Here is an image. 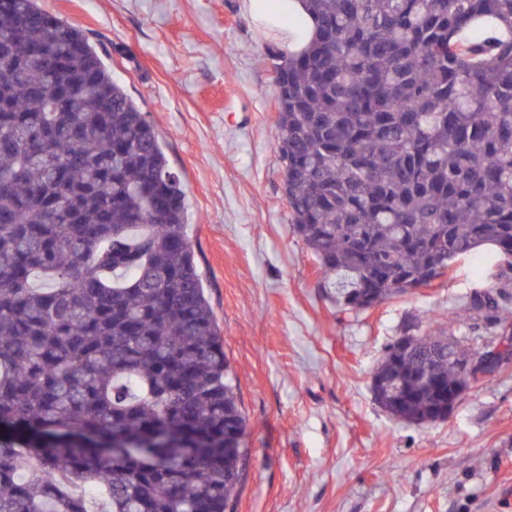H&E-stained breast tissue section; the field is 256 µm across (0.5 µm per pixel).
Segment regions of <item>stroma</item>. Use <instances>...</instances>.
Wrapping results in <instances>:
<instances>
[{"label": "stroma", "instance_id": "1", "mask_svg": "<svg viewBox=\"0 0 512 512\" xmlns=\"http://www.w3.org/2000/svg\"><path fill=\"white\" fill-rule=\"evenodd\" d=\"M106 50L186 192V232L238 381L244 475L230 512H512V362L447 419L395 418L372 377L390 345L498 283L458 263L430 289L337 308L293 235L273 46L247 0H37Z\"/></svg>", "mask_w": 512, "mask_h": 512}]
</instances>
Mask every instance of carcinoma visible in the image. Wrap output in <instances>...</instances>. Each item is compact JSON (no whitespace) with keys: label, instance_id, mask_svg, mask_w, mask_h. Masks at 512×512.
Instances as JSON below:
<instances>
[{"label":"carcinoma","instance_id":"cac0c4a2","mask_svg":"<svg viewBox=\"0 0 512 512\" xmlns=\"http://www.w3.org/2000/svg\"><path fill=\"white\" fill-rule=\"evenodd\" d=\"M274 61L293 232L345 312L506 263L465 320L512 326V0H308ZM454 334H407L376 401L436 421ZM246 417L154 124L75 25L0 12V512H227Z\"/></svg>","mask_w":512,"mask_h":512}]
</instances>
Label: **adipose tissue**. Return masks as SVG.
Masks as SVG:
<instances>
[{"label": "adipose tissue", "mask_w": 512, "mask_h": 512, "mask_svg": "<svg viewBox=\"0 0 512 512\" xmlns=\"http://www.w3.org/2000/svg\"><path fill=\"white\" fill-rule=\"evenodd\" d=\"M250 9L258 25L279 30L283 51L303 48L316 32L305 0H250Z\"/></svg>", "instance_id": "ef3b65f1"}]
</instances>
